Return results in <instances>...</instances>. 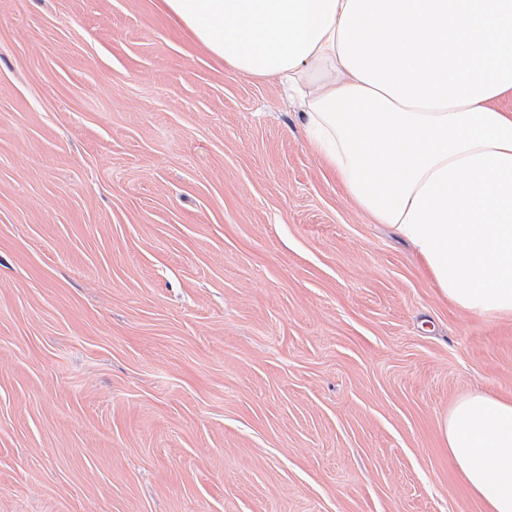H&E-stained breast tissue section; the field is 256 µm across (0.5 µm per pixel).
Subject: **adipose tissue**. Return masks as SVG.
Instances as JSON below:
<instances>
[{"label":"adipose tissue","mask_w":512,"mask_h":512,"mask_svg":"<svg viewBox=\"0 0 512 512\" xmlns=\"http://www.w3.org/2000/svg\"><path fill=\"white\" fill-rule=\"evenodd\" d=\"M241 74L276 78L316 151L459 308L512 317V0H160ZM487 512H512V400L443 424Z\"/></svg>","instance_id":"ef3b65f1"}]
</instances>
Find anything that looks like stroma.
<instances>
[{"label": "stroma", "mask_w": 512, "mask_h": 512, "mask_svg": "<svg viewBox=\"0 0 512 512\" xmlns=\"http://www.w3.org/2000/svg\"><path fill=\"white\" fill-rule=\"evenodd\" d=\"M512 398L283 86L159 0H0V512H485L442 425Z\"/></svg>", "instance_id": "35a3bbf8"}]
</instances>
